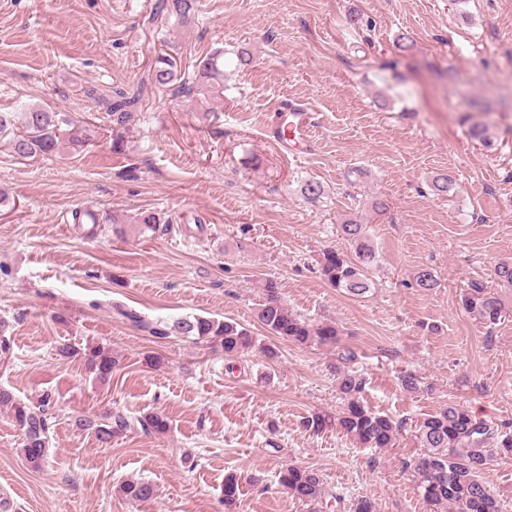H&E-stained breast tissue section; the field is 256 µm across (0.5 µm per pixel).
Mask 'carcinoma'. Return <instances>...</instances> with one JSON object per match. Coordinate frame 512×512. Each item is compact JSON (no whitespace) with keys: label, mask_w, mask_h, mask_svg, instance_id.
Instances as JSON below:
<instances>
[{"label":"carcinoma","mask_w":512,"mask_h":512,"mask_svg":"<svg viewBox=\"0 0 512 512\" xmlns=\"http://www.w3.org/2000/svg\"><path fill=\"white\" fill-rule=\"evenodd\" d=\"M197 0H161L159 11L176 19L178 25L190 28L195 24ZM181 55L163 52L155 58L146 78L147 85L165 88L181 81V86L203 98L216 97L224 89V56L210 54L196 64L194 77H185ZM88 98L101 105L112 124L119 127L132 125L139 119L135 110L136 99L124 93L117 99L86 91ZM9 137L15 156L26 159L51 155L66 144L82 147L90 133L79 121L63 112H53L39 105H28L20 112H0V139ZM341 239L354 249L349 257L335 248L324 249L317 259L323 279L332 287L351 296H362L371 290V270L377 265L378 251L372 244L367 225L350 218L339 225ZM512 288V262L495 265L490 278L472 279L460 296L461 308L487 329L497 326L508 312L506 300L500 292ZM265 297L257 309L258 321L277 337L305 347L336 345L339 329L333 323L312 324L292 312L285 304L276 282L266 281ZM119 315L158 338L173 333L192 338L194 343L213 350H221L233 357L260 350L269 359L276 356L274 349L258 346L243 324L214 317L193 316L172 323L141 319L136 314L116 307ZM85 362L95 378L104 382L112 376L115 360L112 351L99 346L84 352ZM356 353L349 348L336 350V389L341 400L340 411L333 416L315 412L305 418L306 430L318 434L335 426L354 437L360 444L376 449L391 448L399 435L407 430V422L374 412L364 404L366 378L354 370ZM401 388L415 396L431 391L422 377L411 370L400 372ZM0 407L8 408L14 422L22 431L20 453L33 469L42 466L48 455L50 423L45 405L30 406L17 401L12 393L0 389ZM76 428L89 430L103 445L132 431L165 434L169 430L167 418L160 412L131 416L116 411L102 419L77 418ZM413 437L417 447L425 453L410 465L417 488L424 501L442 506L448 512H503L500 494L482 477L494 458L512 455V421L498 422L472 414L453 403L426 414L416 420ZM279 483L292 498L305 504L310 512H320L327 491L321 476L297 465H287L279 475ZM122 493L135 501L155 498L154 486L142 480H128L121 486Z\"/></svg>","instance_id":"obj_1"}]
</instances>
